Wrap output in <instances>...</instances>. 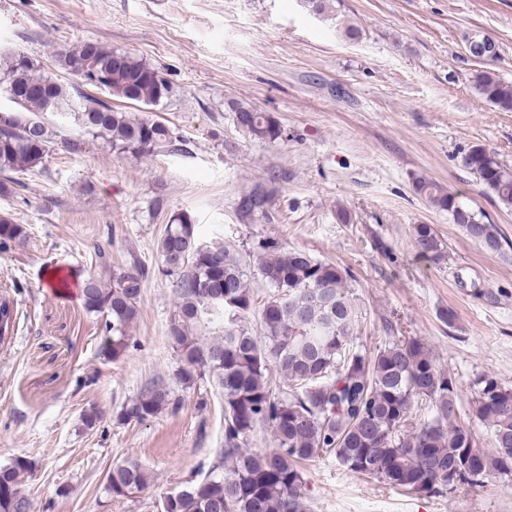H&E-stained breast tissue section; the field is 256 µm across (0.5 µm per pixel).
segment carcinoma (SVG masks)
<instances>
[{"label": "carcinoma", "mask_w": 512, "mask_h": 512, "mask_svg": "<svg viewBox=\"0 0 512 512\" xmlns=\"http://www.w3.org/2000/svg\"><path fill=\"white\" fill-rule=\"evenodd\" d=\"M55 58L74 80L42 74L40 63L21 50L0 52V94L12 103L0 108V173L43 168L56 145L46 123L49 113L69 116L119 153L143 157L172 151L174 130L149 116L173 95L159 69L98 42L59 50ZM87 87L133 110L115 108L88 94ZM474 89L499 110L512 112V84L495 73H477ZM229 110L245 137L283 138L272 115L238 101ZM463 163L486 193L512 208V169L481 145L469 148ZM413 189L430 207L448 213L470 239L502 249L498 226L482 221L443 185L419 177ZM270 202V194L253 191L240 197L238 208L250 217L265 213ZM413 235L421 252L442 256L444 246L432 225H414ZM27 238L25 225L0 215V252L21 247ZM157 253V271L172 278L177 297L167 338L181 360L178 378L188 388L206 378L224 395V451L206 478L164 499L161 512H307L299 464L324 454L353 474L408 493L444 494L448 471L463 460L475 471L477 486L488 477L512 480V388L487 375L474 380L471 421L464 423L457 384L425 343L397 339L368 355L357 350L358 311L336 265L266 240L258 244L253 266L220 242H200L184 213L169 217ZM95 255L99 271L81 280V300L88 313L104 320L99 355L114 360L128 348L149 269L135 258L116 269L104 252ZM257 275L274 288L259 307L251 288ZM254 311L260 336L244 324ZM16 320L13 301L0 299V343L10 339ZM205 320L222 322V334L199 336L197 327ZM274 372L283 381L279 393L270 385ZM419 403L429 416L415 423L411 415ZM180 407L169 387L150 384L122 408L118 420L139 422ZM261 427L270 429L276 446L254 452L248 441ZM34 471L35 462L24 456L0 467V512H19L17 498ZM146 484L141 465L129 461L109 471L106 490L128 496Z\"/></svg>", "instance_id": "carcinoma-1"}]
</instances>
